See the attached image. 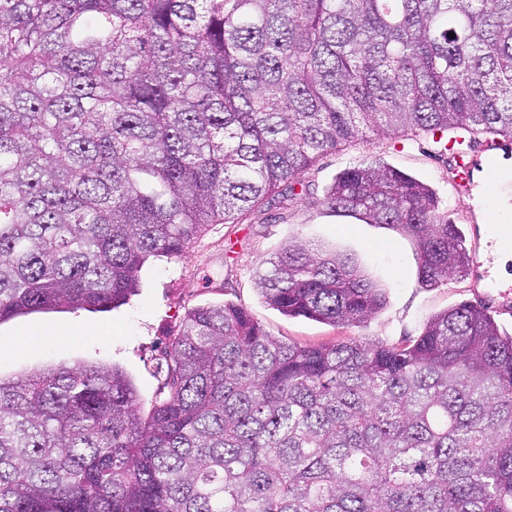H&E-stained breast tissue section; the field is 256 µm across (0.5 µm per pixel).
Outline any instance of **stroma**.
I'll use <instances>...</instances> for the list:
<instances>
[{"instance_id": "1", "label": "stroma", "mask_w": 512, "mask_h": 512, "mask_svg": "<svg viewBox=\"0 0 512 512\" xmlns=\"http://www.w3.org/2000/svg\"><path fill=\"white\" fill-rule=\"evenodd\" d=\"M378 160L430 184L441 212L457 224L466 247L478 255L468 275L435 287L422 286L415 243L385 225L366 224L322 207L320 200L336 175L350 164ZM302 183L305 194L240 224H216L181 258L148 260L139 290L128 303L107 312H37L0 322V375L55 366L94 364L122 368L140 395L141 416H148L165 379V352L195 306L230 302L246 308L272 335L299 345L349 338L398 342L419 336L432 316L463 302L485 305L500 330L512 334V284L494 278L492 244L481 233L472 191H456L448 180V157L431 137L402 141L373 135L322 156ZM300 237L328 251L352 257L387 293V304L367 323L332 326L290 317L268 306L255 280L289 239ZM82 340H69L72 330Z\"/></svg>"}]
</instances>
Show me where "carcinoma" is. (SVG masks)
Returning a JSON list of instances; mask_svg holds the SVG:
<instances>
[{
    "label": "carcinoma",
    "mask_w": 512,
    "mask_h": 512,
    "mask_svg": "<svg viewBox=\"0 0 512 512\" xmlns=\"http://www.w3.org/2000/svg\"><path fill=\"white\" fill-rule=\"evenodd\" d=\"M512 138V0H0V321L108 311L151 257L262 212L368 134ZM322 205L473 257L377 161ZM265 302L333 326L386 292L290 240ZM148 418L117 367L0 378V512H512V336L468 302L396 343L302 346L190 309Z\"/></svg>",
    "instance_id": "cac0c4a2"
}]
</instances>
